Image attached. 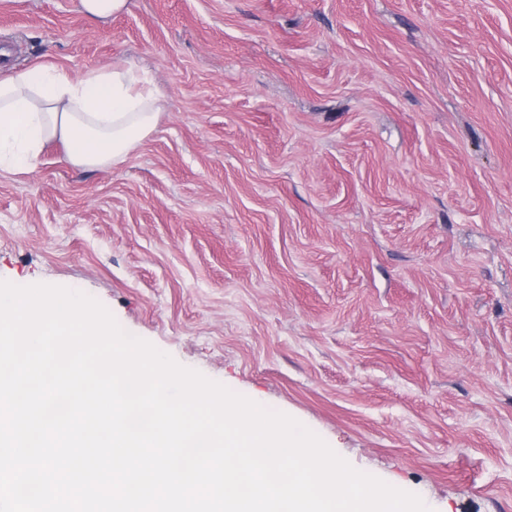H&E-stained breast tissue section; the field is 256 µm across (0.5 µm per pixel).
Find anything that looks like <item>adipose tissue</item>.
<instances>
[{
  "label": "adipose tissue",
  "mask_w": 512,
  "mask_h": 512,
  "mask_svg": "<svg viewBox=\"0 0 512 512\" xmlns=\"http://www.w3.org/2000/svg\"><path fill=\"white\" fill-rule=\"evenodd\" d=\"M159 111L149 81L130 67L79 78L56 64L13 71L0 78V170H28L52 140L77 167L121 162L155 128Z\"/></svg>",
  "instance_id": "obj_1"
}]
</instances>
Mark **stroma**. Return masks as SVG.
<instances>
[{"mask_svg": "<svg viewBox=\"0 0 512 512\" xmlns=\"http://www.w3.org/2000/svg\"><path fill=\"white\" fill-rule=\"evenodd\" d=\"M0 77L124 64V161L0 173V281L285 413L429 512H512V0H0ZM84 12L96 19H107L123 11L127 0H80Z\"/></svg>", "mask_w": 512, "mask_h": 512, "instance_id": "stroma-1", "label": "stroma"}]
</instances>
